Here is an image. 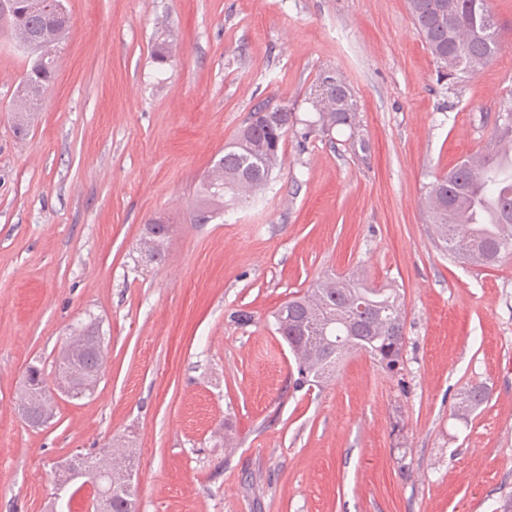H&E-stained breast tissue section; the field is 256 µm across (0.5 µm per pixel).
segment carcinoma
Here are the masks:
<instances>
[{
	"instance_id": "1",
	"label": "carcinoma",
	"mask_w": 512,
	"mask_h": 512,
	"mask_svg": "<svg viewBox=\"0 0 512 512\" xmlns=\"http://www.w3.org/2000/svg\"><path fill=\"white\" fill-rule=\"evenodd\" d=\"M55 2L49 8L46 0H14L9 13L0 11V33L26 49L29 57L12 107L21 134L28 113L37 108L44 86L54 77L56 49L71 28L63 0ZM407 6L442 77L473 73L503 48L489 0H407ZM268 106L266 101L250 111L200 182L199 222L207 223L224 210V196H215L220 186L232 187V195L245 203L282 165L280 149L293 116L271 123L265 114ZM343 127L349 129L344 140L349 149L369 152V141L358 131L356 102L338 78L335 93L320 101L315 122L303 123L298 134L305 142L314 133L330 138ZM508 158L512 159V104L498 115L491 148L436 178L423 195L437 247L462 263L492 267L512 256V167L502 166ZM274 319L276 332L296 361L298 387L327 381L340 360L354 350L368 353L389 369L402 358L405 318L399 294L369 283L362 274L317 281L306 293L282 304ZM485 399L484 387L476 385L461 393L458 405L468 410ZM130 501H136L131 480L114 478L111 512H126Z\"/></svg>"
}]
</instances>
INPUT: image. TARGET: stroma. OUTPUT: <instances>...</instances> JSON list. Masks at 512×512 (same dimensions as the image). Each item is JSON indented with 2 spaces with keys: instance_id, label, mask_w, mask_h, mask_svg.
I'll use <instances>...</instances> for the list:
<instances>
[{
  "instance_id": "stroma-1",
  "label": "stroma",
  "mask_w": 512,
  "mask_h": 512,
  "mask_svg": "<svg viewBox=\"0 0 512 512\" xmlns=\"http://www.w3.org/2000/svg\"><path fill=\"white\" fill-rule=\"evenodd\" d=\"M63 3L73 24L23 135L27 55L0 35V512H89L54 470L129 435L140 512H495L512 494V258L441 252L420 200L512 103V0H490L502 51L455 80L406 0ZM326 72L356 100L368 156L288 134L255 201L195 223L249 112L312 118ZM157 220L159 263L142 247ZM356 270L401 294L398 370L359 350L295 387L275 311ZM91 317L107 357L94 394L55 395L49 424L28 425L26 369L53 376ZM471 385L487 398L458 411Z\"/></svg>"
}]
</instances>
